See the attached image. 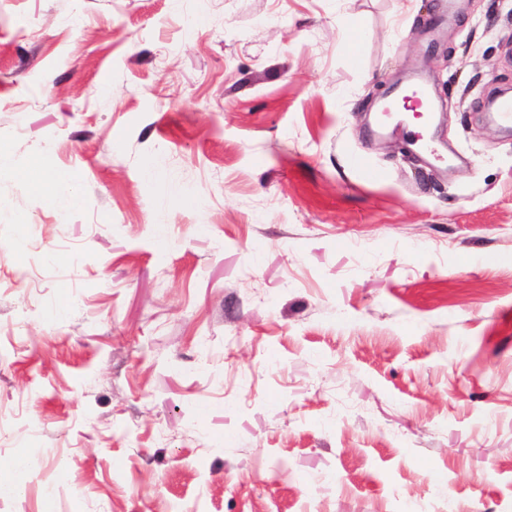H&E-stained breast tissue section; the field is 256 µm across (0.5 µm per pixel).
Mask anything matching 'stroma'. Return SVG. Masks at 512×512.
<instances>
[{
	"mask_svg": "<svg viewBox=\"0 0 512 512\" xmlns=\"http://www.w3.org/2000/svg\"><path fill=\"white\" fill-rule=\"evenodd\" d=\"M510 87L512 0H0V512H512ZM399 101L404 103L410 101L412 105L410 109L408 106L404 105L406 110H411L412 112H421L422 116L424 114H432L433 111V101L431 99V95L429 90L422 85H414L412 90L408 88H404L398 91L392 100L386 103L380 110L379 124L381 127H385L388 119L390 118V113L395 112L394 106ZM30 185L41 192H47L56 198L61 188L60 181L54 176L52 165L47 156L34 159L25 173Z\"/></svg>",
	"mask_w": 512,
	"mask_h": 512,
	"instance_id": "1",
	"label": "stroma"
}]
</instances>
